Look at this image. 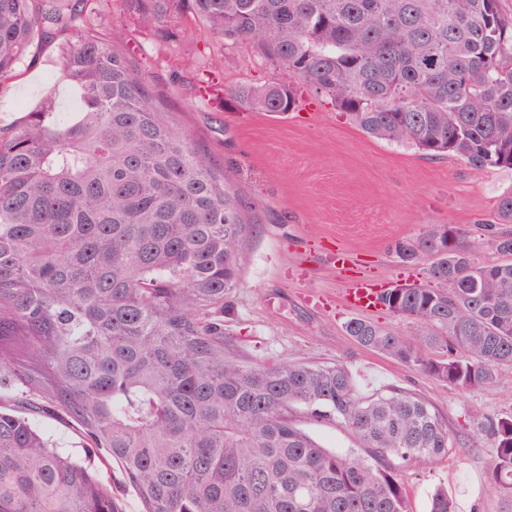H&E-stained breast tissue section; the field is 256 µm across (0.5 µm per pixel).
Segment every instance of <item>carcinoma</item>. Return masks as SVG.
<instances>
[{
  "mask_svg": "<svg viewBox=\"0 0 512 512\" xmlns=\"http://www.w3.org/2000/svg\"><path fill=\"white\" fill-rule=\"evenodd\" d=\"M98 0H0V90L35 38L56 45L78 106L45 99L0 128V377L65 412L117 461L141 512H409L394 473L448 451L423 398H364L341 365L248 368L224 355L246 205L175 125ZM146 27L188 5L225 45H255L295 82L229 95L292 112L304 87L368 136L475 170L512 168V23L498 0H126ZM512 192L488 241L512 254ZM427 224L394 245L427 282L382 292L415 341L362 318L345 330L457 389L512 368V262ZM347 428L336 452L292 413ZM491 489L512 497V415L490 426ZM0 512H122L90 465L0 407ZM429 512H454L437 491Z\"/></svg>",
  "mask_w": 512,
  "mask_h": 512,
  "instance_id": "carcinoma-1",
  "label": "carcinoma"
}]
</instances>
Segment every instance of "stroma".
Listing matches in <instances>:
<instances>
[{"instance_id": "stroma-1", "label": "stroma", "mask_w": 512, "mask_h": 512, "mask_svg": "<svg viewBox=\"0 0 512 512\" xmlns=\"http://www.w3.org/2000/svg\"><path fill=\"white\" fill-rule=\"evenodd\" d=\"M100 12L115 42L163 93L174 120L207 146L246 204L250 225L240 278L224 305L225 354L248 367L338 364L365 397L417 393L439 413L449 439L446 455L398 471L410 512H428L439 488L447 489L456 512H512V499L492 492L488 475L490 423L512 414V369L495 384L454 389L360 346L345 330L353 317L406 337L413 328L382 308H347L344 275L325 256L327 249H345L357 270L382 288L423 283L424 264L401 262L394 243L416 237L427 224L456 227L464 240H482L500 196L512 192V170L479 172L452 156L431 159L416 148L369 137L308 92L284 114L250 110L229 97L215 107L195 91L207 76L201 58L220 59L215 73L226 89L287 83L291 77L252 45L227 47L185 10H172L156 28L143 27L126 0H104ZM52 94L61 111L74 109L57 49L45 45L0 92V126L13 125ZM476 258L492 264L504 256L483 242ZM33 403L15 384L0 383V406L28 416L64 454L91 462L122 512H139L119 464L105 450L89 447L72 420L35 411Z\"/></svg>"}]
</instances>
